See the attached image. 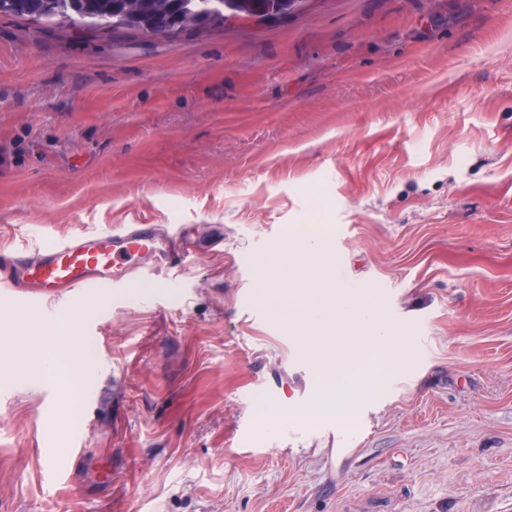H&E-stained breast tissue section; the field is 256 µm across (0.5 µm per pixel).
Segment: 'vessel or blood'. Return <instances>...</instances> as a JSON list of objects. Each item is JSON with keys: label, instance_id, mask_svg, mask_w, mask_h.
Masks as SVG:
<instances>
[{"label": "vessel or blood", "instance_id": "1", "mask_svg": "<svg viewBox=\"0 0 512 512\" xmlns=\"http://www.w3.org/2000/svg\"><path fill=\"white\" fill-rule=\"evenodd\" d=\"M193 250L185 233L162 234L154 224L76 230L35 249L0 248V286L34 304L64 296L121 290L131 277L181 260Z\"/></svg>", "mask_w": 512, "mask_h": 512}]
</instances>
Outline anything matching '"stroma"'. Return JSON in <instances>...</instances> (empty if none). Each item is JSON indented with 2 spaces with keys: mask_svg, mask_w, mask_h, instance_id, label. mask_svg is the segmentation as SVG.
<instances>
[{
  "mask_svg": "<svg viewBox=\"0 0 512 512\" xmlns=\"http://www.w3.org/2000/svg\"><path fill=\"white\" fill-rule=\"evenodd\" d=\"M142 223L224 247L87 317L0 291V512H512V0H306L155 37L1 13L0 247ZM308 224L403 335L396 370L351 361L379 378L352 417L314 423L303 338L258 301ZM61 324L94 357L76 417L36 368Z\"/></svg>",
  "mask_w": 512,
  "mask_h": 512,
  "instance_id": "1",
  "label": "stroma"
}]
</instances>
